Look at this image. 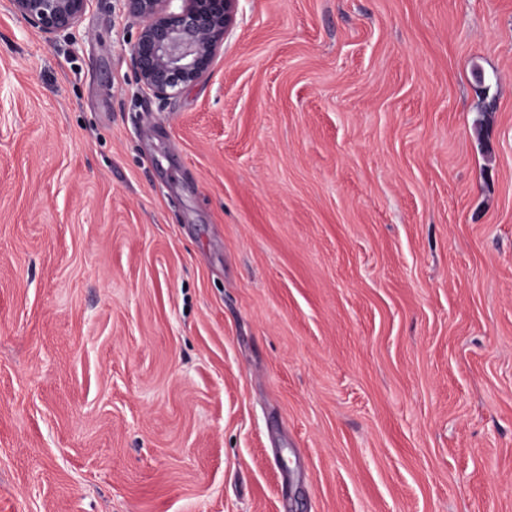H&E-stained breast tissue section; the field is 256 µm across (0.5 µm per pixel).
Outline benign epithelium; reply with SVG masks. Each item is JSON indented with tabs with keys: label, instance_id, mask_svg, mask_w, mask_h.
<instances>
[{
	"label": "benign epithelium",
	"instance_id": "1",
	"mask_svg": "<svg viewBox=\"0 0 512 512\" xmlns=\"http://www.w3.org/2000/svg\"><path fill=\"white\" fill-rule=\"evenodd\" d=\"M89 0H10L48 39L74 28ZM140 20L131 60L141 86L165 102L210 68L232 28L240 0H125Z\"/></svg>",
	"mask_w": 512,
	"mask_h": 512
}]
</instances>
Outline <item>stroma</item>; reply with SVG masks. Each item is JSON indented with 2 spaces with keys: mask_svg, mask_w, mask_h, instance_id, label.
<instances>
[{
  "mask_svg": "<svg viewBox=\"0 0 512 512\" xmlns=\"http://www.w3.org/2000/svg\"><path fill=\"white\" fill-rule=\"evenodd\" d=\"M0 0V512H512V0ZM88 2L89 0H10L15 13L50 41L55 35L77 26ZM140 20L131 60L141 86L166 102L210 68L240 0H124ZM174 2H180L175 4Z\"/></svg>",
  "mask_w": 512,
  "mask_h": 512,
  "instance_id": "obj_1",
  "label": "stroma"
}]
</instances>
